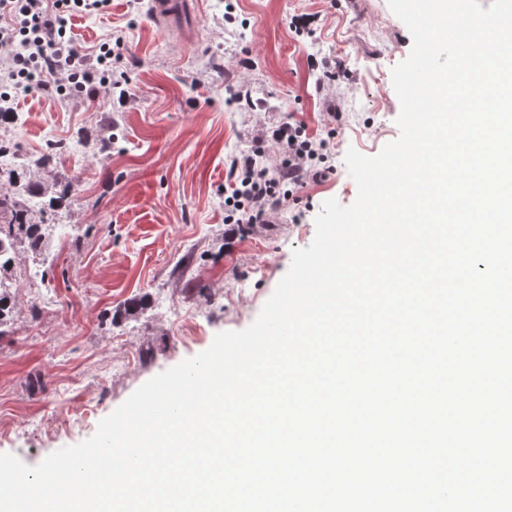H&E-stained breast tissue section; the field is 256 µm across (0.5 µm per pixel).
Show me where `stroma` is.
<instances>
[{
	"mask_svg": "<svg viewBox=\"0 0 512 512\" xmlns=\"http://www.w3.org/2000/svg\"><path fill=\"white\" fill-rule=\"evenodd\" d=\"M188 6L173 30L151 18L148 0L75 17L82 51L122 36L123 94L61 101L35 87L0 127V143L22 162L65 142L41 176L80 184L44 261L18 253L10 276L18 305L0 337V453L26 465L95 433L72 423L76 408L105 418L217 333L249 327L293 250L313 241L323 202L355 201L347 150L373 157L400 134L391 71L413 39L388 0ZM328 57L343 64L331 80L319 68ZM229 85L249 92L247 106L229 100ZM288 121L328 138L332 174L308 181L270 223H225L226 163ZM140 296L149 300L142 314L116 317Z\"/></svg>",
	"mask_w": 512,
	"mask_h": 512,
	"instance_id": "1",
	"label": "stroma"
}]
</instances>
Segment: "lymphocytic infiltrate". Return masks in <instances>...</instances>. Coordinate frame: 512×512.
Here are the masks:
<instances>
[{
    "mask_svg": "<svg viewBox=\"0 0 512 512\" xmlns=\"http://www.w3.org/2000/svg\"><path fill=\"white\" fill-rule=\"evenodd\" d=\"M110 0H0V112L13 109L19 93L40 85L60 98L72 92L96 100L112 84V64L120 60L122 38L99 44L92 53L75 45L71 18L101 12ZM282 160L277 167L263 162V150L232 157L228 163L231 191L224 196L228 224H265L272 212L296 194L307 174L328 177L313 169L322 159L325 141L311 137L304 124L286 122L271 134Z\"/></svg>",
    "mask_w": 512,
    "mask_h": 512,
    "instance_id": "1",
    "label": "lymphocytic infiltrate"
}]
</instances>
